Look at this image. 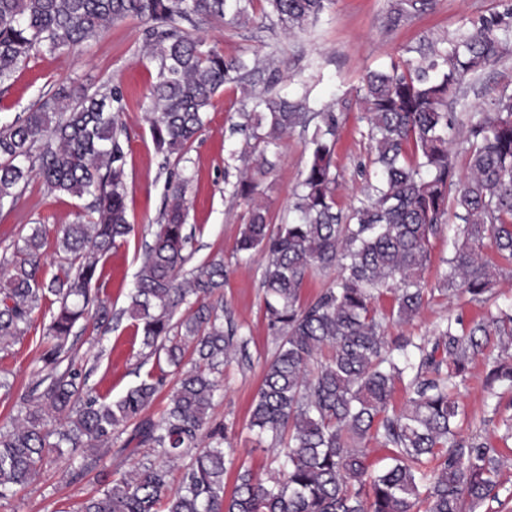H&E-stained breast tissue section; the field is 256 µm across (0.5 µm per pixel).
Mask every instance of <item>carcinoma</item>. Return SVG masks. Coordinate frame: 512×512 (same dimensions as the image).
<instances>
[{"label":"carcinoma","instance_id":"1","mask_svg":"<svg viewBox=\"0 0 512 512\" xmlns=\"http://www.w3.org/2000/svg\"><path fill=\"white\" fill-rule=\"evenodd\" d=\"M327 0H0V84L14 79L32 55L65 51L128 17L151 22L148 55L157 64L148 116L157 149L180 154L204 127V115L226 85L253 71L240 56L182 31L191 15L238 25L272 17L288 34L319 21ZM434 0H390L398 23L432 9ZM512 34V7L471 21L445 46L417 48L414 60L390 61L368 72L355 90L372 143V175L345 208L336 204L333 155L339 118L321 113L290 223L271 227L266 209L252 207L236 252L268 254L262 275L267 324L276 339L273 357L250 409V428L269 436L283 462L264 482L239 467L224 492V433L209 428L219 390L217 374L246 341L218 315L224 260L189 270L186 194L189 179L168 181V205L145 245L129 306L115 313L92 291L102 256L136 233L125 202L126 102L105 83L72 100L63 87L39 99L11 123L0 125V201L16 197L35 175L53 191L90 203L62 229L66 263L47 280L41 227L0 262V348L25 335L33 314L52 298L56 309L44 336L40 377L22 397L25 412L0 430V499L15 494L41 471L51 453L70 449L78 463L72 479L89 468L87 448L131 428L128 454L158 450L165 461L143 457L120 474H102L103 489L79 512H466L497 485L496 449L459 437L464 415L454 392L467 364L488 337L512 349V312L487 311L466 324L448 317L435 339L390 341L375 302L393 294L390 315L415 317L425 304L422 274L431 239L448 233V287L483 303L498 264L512 266V92L503 88L489 112L466 129L467 171L457 173L451 149L459 131L448 96L469 75L493 64L502 37ZM308 92L294 100L258 95L237 124L247 138L275 146L304 118ZM459 223L447 225L449 210ZM490 242L493 256L483 253ZM339 269L336 282L308 304L301 294L316 269ZM188 312L178 322L182 306ZM129 316L143 345L164 351L178 380L157 419L143 417L165 384L152 373L117 400L95 395L90 372L74 364V328ZM194 355L184 363L186 352ZM489 384L512 389V364L491 370ZM410 397L389 407L396 384ZM288 438H283V435ZM389 452L390 464L372 471L369 445ZM191 456L177 486L168 463Z\"/></svg>","mask_w":512,"mask_h":512}]
</instances>
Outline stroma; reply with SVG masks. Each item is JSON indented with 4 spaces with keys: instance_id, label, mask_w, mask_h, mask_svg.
Returning a JSON list of instances; mask_svg holds the SVG:
<instances>
[{
    "instance_id": "1",
    "label": "stroma",
    "mask_w": 512,
    "mask_h": 512,
    "mask_svg": "<svg viewBox=\"0 0 512 512\" xmlns=\"http://www.w3.org/2000/svg\"><path fill=\"white\" fill-rule=\"evenodd\" d=\"M511 4L512 0H437L433 11L395 26L388 20V0H332L314 28L294 35L284 34L271 21L261 27L198 16L185 22V29L207 45L227 56L257 60L259 67L247 78L245 87L231 85L216 96L198 139L182 159H171L169 168L192 177L186 217V229L193 234L192 262L197 265L223 257L224 316L241 327L247 339L245 349L225 361L211 410L212 425L225 427L233 446L226 457L225 489H233L240 466H248L256 477L265 480L282 462L270 439H258L249 427L250 406L275 347L264 311L262 273L266 256L261 252L242 256L235 246L253 203L267 208L272 224L285 222L304 177L309 159L305 144L312 133L311 128L299 125L269 150L257 144L245 146L240 135L231 134L230 127L238 120L246 90L267 89L270 74L278 68L283 72L278 91L291 92L307 85L311 90L309 106L316 112L350 96L366 70L406 56L408 48L420 41L454 38L467 19L504 10ZM148 27L147 21L128 18L69 50L40 52L29 59L10 85L0 86V125L28 111L40 95L62 85L77 95L93 92L104 83L123 93L128 131L126 205L136 234L100 260L95 284L99 296L116 310L129 302L127 294L140 269L144 246L153 238L167 195L168 170L160 167L162 157L144 118L155 76V64L145 50ZM505 87L512 88V40L496 64L464 81L449 99L448 109L461 122H468L472 115L486 111ZM365 128L357 106L342 109L333 158L336 200L342 206L366 184L364 169L369 165L372 145L364 135ZM243 169L256 184L250 199L230 195V185ZM84 206V200L49 191L40 179H31L16 200L0 202V258L12 254L31 226L41 224L47 230L44 271L49 276L56 274V236L64 225L75 221ZM431 253V263L423 274L430 290L426 303L410 322H388L389 339L409 336L427 340L448 316H459L469 323L482 312L481 305L470 302L468 296L455 297L441 290L448 271L447 236L433 239ZM49 320L47 309L36 311L27 334L0 352V369L6 371L11 385L10 390L0 389V427H10L21 409L23 394L38 378L37 357ZM75 331V362L91 366L88 386L94 394L118 399L157 368L156 355L143 347L129 318L112 323L105 331L96 328L94 322H81ZM498 353V348L490 345L476 355L457 390L467 413L463 433L489 440L498 448L502 461L497 488L475 512H512V440L500 438V417L512 414V391L486 384ZM123 443V436L116 435L110 443L94 449V456L100 459L99 471L115 474L131 468L134 459L123 451ZM99 471L89 472L74 483L66 458L50 456L33 483L0 500V512H77L85 498L100 490Z\"/></svg>"
}]
</instances>
